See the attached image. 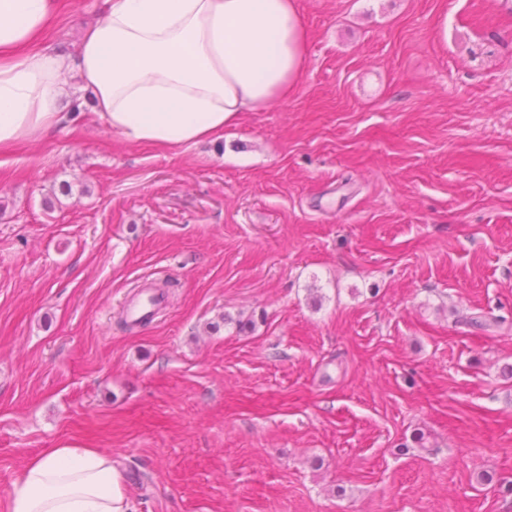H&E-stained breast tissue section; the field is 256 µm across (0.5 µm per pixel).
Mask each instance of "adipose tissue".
Masks as SVG:
<instances>
[{
	"mask_svg": "<svg viewBox=\"0 0 512 512\" xmlns=\"http://www.w3.org/2000/svg\"><path fill=\"white\" fill-rule=\"evenodd\" d=\"M54 3L0 0V147L59 123L71 71L113 134L183 148L288 99L307 66L296 0H109L72 58L32 47ZM8 512H131L126 475L101 449L45 448Z\"/></svg>",
	"mask_w": 512,
	"mask_h": 512,
	"instance_id": "ef3b65f1",
	"label": "adipose tissue"
}]
</instances>
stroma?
Instances as JSON below:
<instances>
[{
    "instance_id": "1",
    "label": "stroma",
    "mask_w": 512,
    "mask_h": 512,
    "mask_svg": "<svg viewBox=\"0 0 512 512\" xmlns=\"http://www.w3.org/2000/svg\"><path fill=\"white\" fill-rule=\"evenodd\" d=\"M296 2L295 92L223 139L123 141L69 76L0 152V512L57 447L133 512H512V0ZM160 302L161 299L158 294L146 291L136 302L130 303L126 308V311L131 319L138 320L143 324H146L151 321L150 315Z\"/></svg>"
}]
</instances>
